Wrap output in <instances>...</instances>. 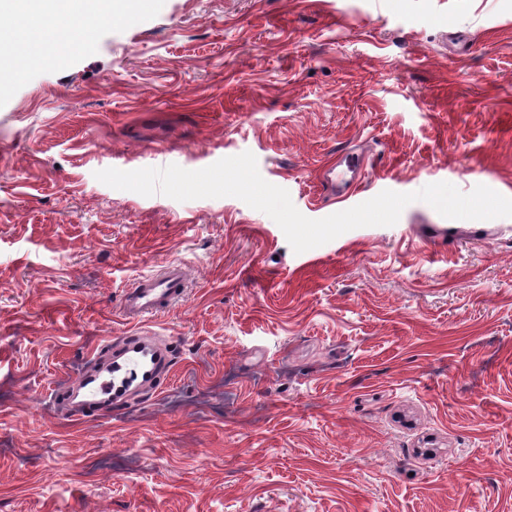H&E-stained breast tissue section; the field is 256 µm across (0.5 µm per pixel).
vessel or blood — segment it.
<instances>
[{
	"label": "vessel or blood",
	"mask_w": 512,
	"mask_h": 512,
	"mask_svg": "<svg viewBox=\"0 0 512 512\" xmlns=\"http://www.w3.org/2000/svg\"><path fill=\"white\" fill-rule=\"evenodd\" d=\"M344 169L328 166L327 180L333 199L347 201V171L361 167L360 158L348 156ZM187 276L181 262L172 261L160 272L142 276L122 297L121 309L132 319L158 314L183 299ZM172 366L170 345L155 337L131 334L122 337L117 350L108 358L107 367L85 371L73 384L77 399L71 400L67 411L84 412L109 401L113 407L125 405L129 395L157 391Z\"/></svg>",
	"instance_id": "obj_1"
}]
</instances>
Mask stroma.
<instances>
[{
  "mask_svg": "<svg viewBox=\"0 0 512 512\" xmlns=\"http://www.w3.org/2000/svg\"><path fill=\"white\" fill-rule=\"evenodd\" d=\"M353 150L364 179L322 197ZM245 151L311 219L512 197V0H161L0 71V512H512V218L416 201L297 254L239 199L95 177ZM173 260L186 301L125 317ZM130 331L176 351L162 390L61 411Z\"/></svg>",
  "mask_w": 512,
  "mask_h": 512,
  "instance_id": "1",
  "label": "stroma"
}]
</instances>
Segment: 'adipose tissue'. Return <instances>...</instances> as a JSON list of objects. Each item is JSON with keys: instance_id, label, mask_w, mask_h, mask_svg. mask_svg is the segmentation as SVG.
<instances>
[{"instance_id": "ef3b65f1", "label": "adipose tissue", "mask_w": 512, "mask_h": 512, "mask_svg": "<svg viewBox=\"0 0 512 512\" xmlns=\"http://www.w3.org/2000/svg\"><path fill=\"white\" fill-rule=\"evenodd\" d=\"M155 6V0H10L0 47L16 67L27 59L64 63L77 51L75 34L108 19L136 18Z\"/></svg>"}]
</instances>
